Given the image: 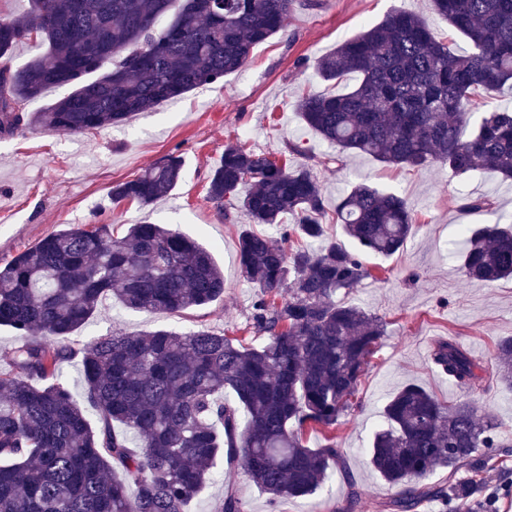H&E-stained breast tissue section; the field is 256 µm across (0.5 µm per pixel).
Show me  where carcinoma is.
<instances>
[{
  "instance_id": "carcinoma-1",
  "label": "carcinoma",
  "mask_w": 512,
  "mask_h": 512,
  "mask_svg": "<svg viewBox=\"0 0 512 512\" xmlns=\"http://www.w3.org/2000/svg\"><path fill=\"white\" fill-rule=\"evenodd\" d=\"M0 14V134L35 127L77 134L116 126L138 112L219 81L282 30L296 0H30ZM470 50L452 51L427 20L394 11L318 58L324 81L349 75L341 94L313 93L300 119L338 153L289 166L227 144L206 197L219 212L238 199L249 223L278 229L281 244L253 230L238 238L240 272L261 288L250 326L257 346L206 330L160 328L98 338L76 350L68 337L107 295L150 313H178L224 296L210 251L164 224H73L0 263V326L19 335L0 371V512H185L214 479L217 461L243 470L278 503L322 488L342 459L334 441L305 445L308 427L330 428L354 407L384 322L336 296L370 275L359 254L324 236L325 198L312 172L357 152L396 166L436 163L456 176L482 169L512 179V110L482 113L478 101L512 91V0H431ZM174 11L172 21L158 19ZM47 51L21 68L10 61L31 38ZM72 91L41 112L26 103ZM182 160L169 155L116 183L112 201L146 206L170 192ZM336 223L361 249L399 252L414 230L407 200L358 184L336 203ZM462 270L471 279H512V225L466 224ZM81 356L96 422L60 367ZM432 361L461 390L480 388L481 362L451 340ZM495 373L512 388V337L497 344ZM231 393L234 401L222 400ZM369 461L399 488L392 512L426 498L448 508L480 488L498 424L471 401L448 403L410 383L383 410ZM121 429H116V426ZM448 468V481L426 479ZM465 468L470 478L455 479Z\"/></svg>"
}]
</instances>
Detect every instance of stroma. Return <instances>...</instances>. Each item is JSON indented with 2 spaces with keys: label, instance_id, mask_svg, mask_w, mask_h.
Returning a JSON list of instances; mask_svg holds the SVG:
<instances>
[{
  "label": "stroma",
  "instance_id": "stroma-1",
  "mask_svg": "<svg viewBox=\"0 0 512 512\" xmlns=\"http://www.w3.org/2000/svg\"><path fill=\"white\" fill-rule=\"evenodd\" d=\"M395 9L425 17L453 50H468V43L452 35L447 22L433 13L431 0H319L315 7L298 0L284 29L256 46L249 62L221 81L117 126L76 135L23 129L0 136V262L70 224H108L119 236L131 224H168L211 249L224 270L223 298L160 315L125 308L108 297L70 336V344L78 349L115 333L159 327L251 339L249 317L261 290L238 270L237 242L247 223L236 210L221 217L208 202V175L228 143L284 155L293 164L309 154L330 152V145L300 120L298 100L306 92L346 91L357 80L350 76L328 83L314 68H298L296 61L316 60ZM170 154L179 155L183 164L176 188L148 206L113 203L109 191L114 183L138 176ZM315 174L330 214L337 198L365 179L405 197L417 219L399 253L388 258L364 255L371 275L343 297L346 304L381 318L386 334L358 387V408L339 418L333 431L305 432V443L312 448L335 439L341 466L316 494L275 505L239 471L232 484L212 481L190 501L188 512H221L231 486L246 512H341L353 488L360 494L359 512H385L384 504L395 491L369 466L367 450L384 425L387 397L409 383L451 403L464 397L432 363L433 345L440 339L453 340L481 359L484 389L474 398L498 423L499 442L512 444V389L498 381L494 360L497 342L512 336V280H465L459 260L449 255L459 241L460 225L512 222V184L493 171L458 177L437 164L420 170L396 168L355 152L346 155L342 166L319 167ZM486 194L495 202V214L464 210L465 198Z\"/></svg>",
  "mask_w": 512,
  "mask_h": 512
}]
</instances>
